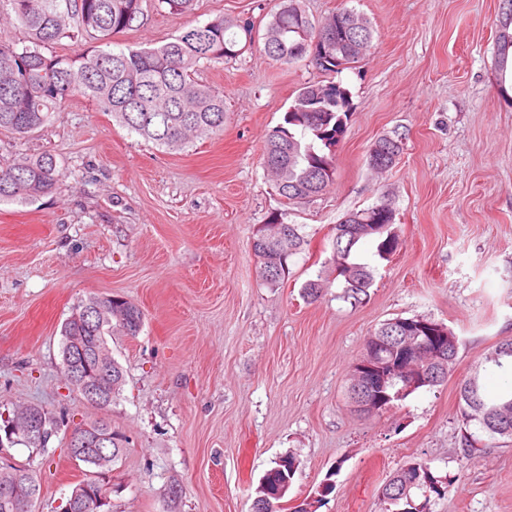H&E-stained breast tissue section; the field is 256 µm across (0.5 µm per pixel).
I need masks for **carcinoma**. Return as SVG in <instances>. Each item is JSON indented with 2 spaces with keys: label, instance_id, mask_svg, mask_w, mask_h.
<instances>
[{
  "label": "carcinoma",
  "instance_id": "cac0c4a2",
  "mask_svg": "<svg viewBox=\"0 0 512 512\" xmlns=\"http://www.w3.org/2000/svg\"><path fill=\"white\" fill-rule=\"evenodd\" d=\"M142 0H0V15L22 28L26 37L18 43L0 32V131L19 136L29 134L50 122L64 102L76 94L90 98L97 107L129 131L165 149H182L192 139L224 132V94L195 79L203 64L224 63L241 55L252 42V30L222 15L203 25L186 28L179 36L159 47L112 48V38L134 27L141 14ZM347 8L328 15L314 26L301 6V0H281L264 34V53L272 60L289 65L312 55L307 49L298 55L292 47L306 39L328 34L334 44L319 43L315 67L325 73H340L358 63L360 56L343 52L339 45L350 38L344 30ZM243 35H238L235 28ZM81 33L105 45L77 56L59 55L51 45L64 37ZM498 70L506 72L512 61V10L501 12L496 38ZM342 69H336V61ZM348 90L339 82L318 81L302 87L283 116V123L269 134L263 153L264 164L273 174L278 194L290 205L303 203L305 189L317 181V192L333 182L335 161L332 147L344 134L350 117ZM59 179V163L50 153L0 165V202H31L50 193ZM376 224H385L379 231ZM395 214H377L375 208L353 212L335 225L329 257L316 278L302 286L304 297L318 300L325 284H340V298L352 304L362 302L374 280L373 268L357 259L362 243L377 242V255L384 259L396 251L398 235ZM253 246L262 280L276 285L284 278L288 259L305 244L301 225L272 218L259 227ZM108 303L106 313L91 312V305ZM143 327V313L130 300L89 297L79 303L61 329V354L69 351V337L85 338V358L72 360L64 374L75 370L86 379L112 388L116 395L124 382V370L117 360L100 373L92 352L109 343L112 335L136 336ZM399 318L386 320L372 336L390 343L392 351L402 348L398 341ZM502 343L484 350L459 382V413L464 425L461 446L469 456L476 445H489L498 439L512 440V353L501 351ZM493 367L501 374V390L484 392L482 372ZM71 457L100 471L108 468L124 452L122 441L110 448H71ZM292 456L274 461L255 488L253 512H281L298 470ZM451 480L434 476L425 463L399 468L384 484L383 502L399 506L401 512H430L432 496L445 495ZM18 486L29 498L28 512H35L40 483L34 473L21 466L0 467V512H17L3 496V487ZM110 494L99 478L78 483L63 512H104L98 494Z\"/></svg>",
  "mask_w": 512,
  "mask_h": 512
}]
</instances>
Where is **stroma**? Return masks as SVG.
Returning <instances> with one entry per match:
<instances>
[{
	"label": "stroma",
	"mask_w": 512,
	"mask_h": 512,
	"mask_svg": "<svg viewBox=\"0 0 512 512\" xmlns=\"http://www.w3.org/2000/svg\"><path fill=\"white\" fill-rule=\"evenodd\" d=\"M281 0H196L186 14L143 0L115 47H158L220 14L250 26L241 56L199 68L224 93V131L168 151L75 95L51 123L0 133V159L56 156L55 190L0 202V412L39 405L62 422L46 452L0 447V464L34 470L37 512H61L89 469L71 459V427L108 418L124 452L104 476L110 512H252L275 459L300 466L289 506L334 491L317 512H382L389 477L412 462L453 481L431 512H512V443L461 448L458 382L476 356L512 339V88L496 66L500 0H302L312 21L341 7L365 15L372 46L336 76L309 59L263 51ZM336 79L351 96L334 148L335 179L286 204L263 165L269 133L298 90ZM406 136L398 164L373 171L378 137ZM398 247L360 252L375 269L362 304L325 287L302 295L330 255L332 229L382 201ZM306 243L278 285L266 284L253 235L273 216ZM121 295L144 324L116 336L125 381L108 409L65 383L61 328L90 296ZM444 323L462 345L454 375L367 417L348 395L351 367L383 321Z\"/></svg>",
	"instance_id": "obj_1"
}]
</instances>
